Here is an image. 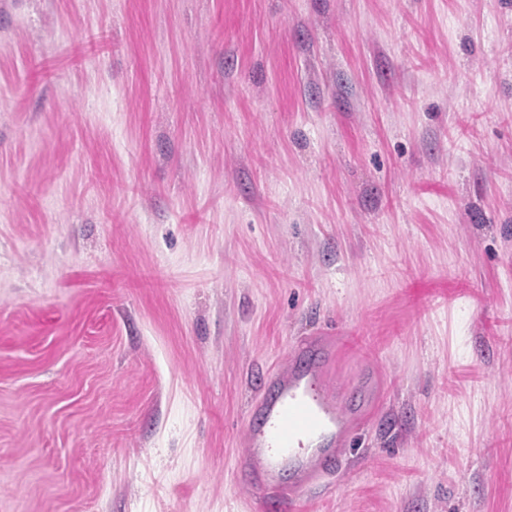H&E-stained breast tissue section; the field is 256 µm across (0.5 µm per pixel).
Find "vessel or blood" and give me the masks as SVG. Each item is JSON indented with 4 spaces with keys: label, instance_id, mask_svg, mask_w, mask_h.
<instances>
[{
    "label": "vessel or blood",
    "instance_id": "vessel-or-blood-1",
    "mask_svg": "<svg viewBox=\"0 0 512 512\" xmlns=\"http://www.w3.org/2000/svg\"><path fill=\"white\" fill-rule=\"evenodd\" d=\"M335 358L318 340L294 349L288 371L267 373L250 408L235 467L241 483L262 493L269 512H299L302 494L336 473L340 449L363 421L370 395L361 381L349 383L340 397L325 383Z\"/></svg>",
    "mask_w": 512,
    "mask_h": 512
}]
</instances>
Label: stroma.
<instances>
[{
  "label": "stroma",
  "instance_id": "35a3bbf8",
  "mask_svg": "<svg viewBox=\"0 0 512 512\" xmlns=\"http://www.w3.org/2000/svg\"><path fill=\"white\" fill-rule=\"evenodd\" d=\"M308 336L303 512H512V0H0V512H265ZM335 358L323 341L294 349L288 372L267 373L263 393L251 405L247 448L235 467L241 483L262 493L270 510H300L301 495L336 473L340 449L363 421L361 408L373 402L361 377L349 383L341 398L334 397L324 374Z\"/></svg>",
  "mask_w": 512,
  "mask_h": 512
}]
</instances>
